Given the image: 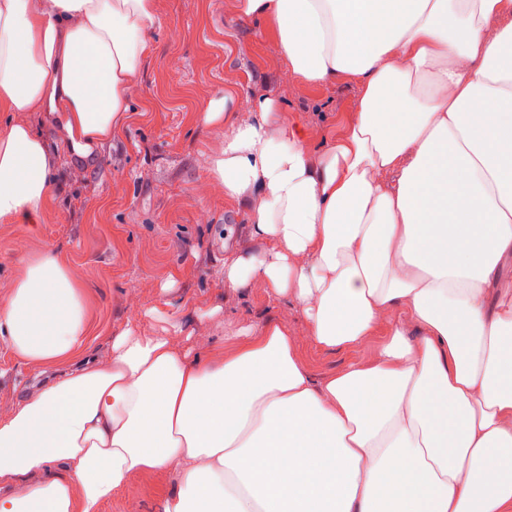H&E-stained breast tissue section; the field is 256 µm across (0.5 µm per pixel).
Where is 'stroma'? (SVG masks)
<instances>
[{
	"mask_svg": "<svg viewBox=\"0 0 512 512\" xmlns=\"http://www.w3.org/2000/svg\"><path fill=\"white\" fill-rule=\"evenodd\" d=\"M267 24L242 19L230 0H161V26L130 96L126 126L90 158L61 155L55 201L34 229L0 226V278L21 260L54 247L82 275L92 333L106 345L126 326L143 332L181 325L179 341L200 350L225 330H260L271 320L303 331L300 305L261 291L226 288L222 270L251 246L248 209L202 196L205 157L219 143L197 115L210 98H275L288 122L314 143L335 142L356 107L346 77L319 86L287 80ZM157 308L158 317L147 314ZM379 337L327 350L302 340L299 354L315 377L371 356ZM36 384L35 374L0 339V410ZM168 475L132 479L100 512H157L160 493L175 492Z\"/></svg>",
	"mask_w": 512,
	"mask_h": 512,
	"instance_id": "obj_1",
	"label": "stroma"
}]
</instances>
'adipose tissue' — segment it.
<instances>
[{
	"label": "adipose tissue",
	"mask_w": 512,
	"mask_h": 512,
	"mask_svg": "<svg viewBox=\"0 0 512 512\" xmlns=\"http://www.w3.org/2000/svg\"><path fill=\"white\" fill-rule=\"evenodd\" d=\"M291 80L359 87L320 150L270 97L212 98L208 186L248 206L224 285L300 304L205 355L124 329L91 354L51 248L0 283V336L58 371L0 412V512H99L174 472L159 512H512V0H234ZM159 0H0V224L54 200L60 154L125 124ZM383 342L314 378L301 337Z\"/></svg>",
	"instance_id": "adipose-tissue-1"
}]
</instances>
